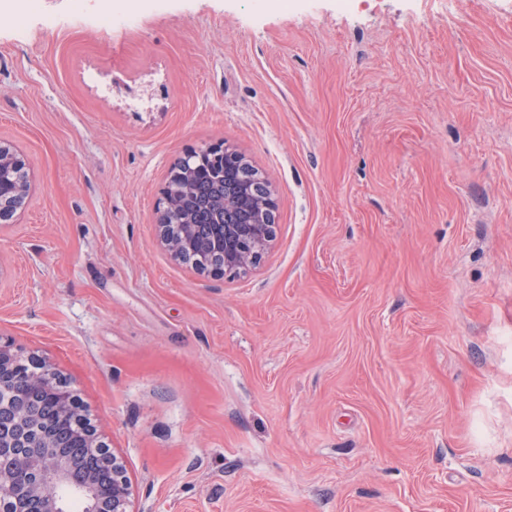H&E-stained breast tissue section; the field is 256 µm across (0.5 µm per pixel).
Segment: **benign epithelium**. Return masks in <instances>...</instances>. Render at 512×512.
I'll use <instances>...</instances> for the list:
<instances>
[{
	"mask_svg": "<svg viewBox=\"0 0 512 512\" xmlns=\"http://www.w3.org/2000/svg\"><path fill=\"white\" fill-rule=\"evenodd\" d=\"M199 164L224 168V184L205 202L194 181ZM182 180L162 191L157 237L170 255L188 261L194 245H224L221 258H195L211 275L235 276L261 260L276 238V191L244 154L220 145L191 151L174 162ZM24 156L0 143V223L13 222L29 192ZM181 223H169L174 214ZM112 468V487L99 481L95 460ZM85 512H130L131 486L123 462L81 414L80 402L56 370L0 342V512H65V496Z\"/></svg>",
	"mask_w": 512,
	"mask_h": 512,
	"instance_id": "obj_1",
	"label": "benign epithelium"
}]
</instances>
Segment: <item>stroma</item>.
Returning <instances> with one entry per match:
<instances>
[{
  "mask_svg": "<svg viewBox=\"0 0 512 512\" xmlns=\"http://www.w3.org/2000/svg\"><path fill=\"white\" fill-rule=\"evenodd\" d=\"M0 0V341L52 364L132 512H512V0ZM279 198L214 276L158 243L174 161ZM27 164L24 156L10 145L0 142V223L11 224L23 207L29 192ZM11 171H23L24 177L16 180L7 178ZM3 185L8 186L5 191Z\"/></svg>",
  "mask_w": 512,
  "mask_h": 512,
  "instance_id": "35a3bbf8",
  "label": "stroma"
}]
</instances>
